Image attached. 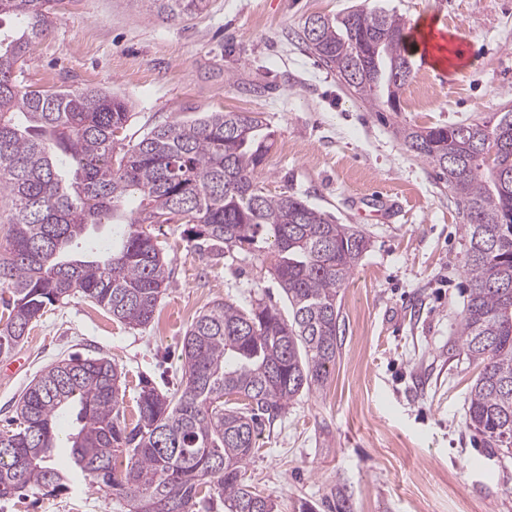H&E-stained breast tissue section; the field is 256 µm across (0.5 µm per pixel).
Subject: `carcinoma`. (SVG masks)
<instances>
[{"mask_svg":"<svg viewBox=\"0 0 512 512\" xmlns=\"http://www.w3.org/2000/svg\"><path fill=\"white\" fill-rule=\"evenodd\" d=\"M64 0H0V198L12 216L0 228V356L10 355L49 305L84 295L113 318L145 326L171 287L166 242L150 227L178 219L189 240L258 255L271 250L289 314L259 302L217 300L185 331V380L170 392L140 381L138 419L120 409L122 371L78 355L47 367L0 432V499L26 488L61 489L54 466L61 442L70 467L131 503L130 512H182L220 503L224 512H274L246 483L261 418L274 420L304 391L321 389L342 334L337 304L370 240L295 194L270 196L256 174L274 145L258 112H208L157 125L137 142L133 116L110 90L25 84L30 45L45 36ZM170 20L192 18L209 0H133ZM306 49L377 112H395L403 66L412 69L402 18L358 7L318 16ZM416 157L448 185L464 219L471 283L458 325L461 350L480 366L468 396L467 426L487 444L512 447V106L492 118L398 130ZM140 198L138 207L128 202ZM115 226L96 254L73 245L91 228ZM78 408L66 439L56 419Z\"/></svg>","mask_w":512,"mask_h":512,"instance_id":"cac0c4a2","label":"carcinoma"}]
</instances>
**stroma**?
I'll use <instances>...</instances> for the list:
<instances>
[{
	"mask_svg": "<svg viewBox=\"0 0 512 512\" xmlns=\"http://www.w3.org/2000/svg\"><path fill=\"white\" fill-rule=\"evenodd\" d=\"M359 6L395 12L409 30L435 21L463 54L458 67L413 61L401 109L384 122L299 39L307 18ZM25 77L36 87L125 95L134 141L207 112L261 113L275 132L257 175L266 193L297 194L369 236L338 297L345 332L326 385L263 424L246 466V482L276 512L305 503L327 512L339 484L351 512H512V454L466 426L479 368L456 335L469 290L463 216L447 185L394 133L481 121L512 105V0H210L203 14L178 21L131 0H64L31 45ZM371 195L400 201L399 216L359 219ZM157 232L172 286L151 324L129 327L78 294L48 307L14 351L23 366L8 371L0 357V429L28 384L74 353L119 366L122 410L134 422L140 378L163 391L179 383L182 338L200 311L222 299L286 308L263 257L198 252L181 223ZM55 465L68 472L64 489L0 499V512H128L70 469L68 449H57Z\"/></svg>",
	"mask_w": 512,
	"mask_h": 512,
	"instance_id": "35a3bbf8",
	"label": "stroma"
}]
</instances>
